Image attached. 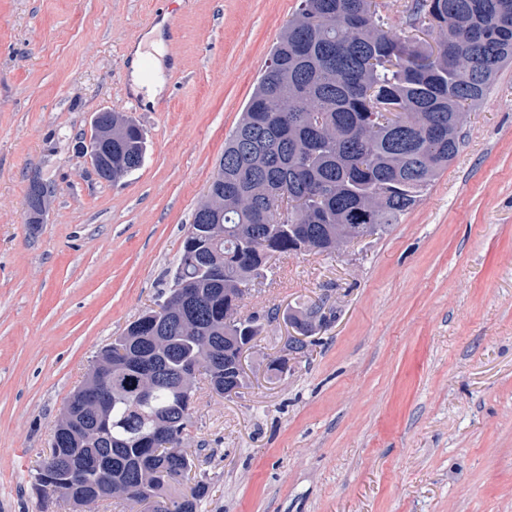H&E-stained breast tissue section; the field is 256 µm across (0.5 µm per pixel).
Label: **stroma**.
I'll use <instances>...</instances> for the list:
<instances>
[{"label":"stroma","instance_id":"stroma-1","mask_svg":"<svg viewBox=\"0 0 512 512\" xmlns=\"http://www.w3.org/2000/svg\"><path fill=\"white\" fill-rule=\"evenodd\" d=\"M300 0H0V512L31 490L99 352L172 284L224 139ZM165 22L163 92L129 89ZM144 131L143 166L101 180L75 140L97 113ZM422 201L336 254L273 257L241 304L277 309L246 388L200 386L183 446L199 512H512V65ZM50 187L26 221L32 183ZM320 306L307 352L290 314ZM287 358L288 370L271 368ZM44 186L42 183H32L27 197L28 205V224H43L46 212L45 201L42 200L38 187Z\"/></svg>","mask_w":512,"mask_h":512}]
</instances>
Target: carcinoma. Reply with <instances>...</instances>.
<instances>
[{
  "label": "carcinoma",
  "mask_w": 512,
  "mask_h": 512,
  "mask_svg": "<svg viewBox=\"0 0 512 512\" xmlns=\"http://www.w3.org/2000/svg\"><path fill=\"white\" fill-rule=\"evenodd\" d=\"M406 12L407 29L398 32L378 0H301L193 212L176 270L194 292L169 288L158 309L102 350L99 360H112L109 416L100 423L88 410L69 422L65 448L82 469L46 482L34 472L37 494L83 496L105 464L112 497L198 512L210 482L182 448L196 382L184 387L181 372L198 363L212 392L238 394L240 354L261 319L278 315L239 313L269 259L333 254L399 223L458 153L464 111L512 60V0H411ZM92 129L112 150V164L95 168L99 178L114 183L142 166L146 142L131 120L100 112ZM40 186L29 188V224L44 221ZM243 196L252 207L241 206ZM323 320L317 306L294 318L305 334ZM128 336L162 337L148 345L159 382L147 398L128 360ZM191 472L190 492L166 500V483Z\"/></svg>",
  "instance_id": "1"
}]
</instances>
